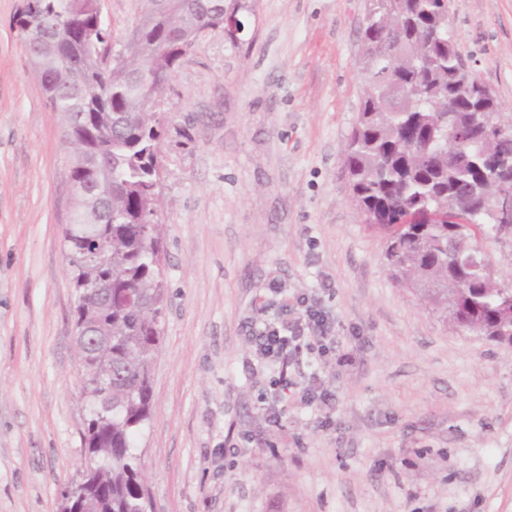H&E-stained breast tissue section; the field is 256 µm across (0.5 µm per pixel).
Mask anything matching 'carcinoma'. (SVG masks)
<instances>
[{
    "label": "carcinoma",
    "instance_id": "carcinoma-1",
    "mask_svg": "<svg viewBox=\"0 0 512 512\" xmlns=\"http://www.w3.org/2000/svg\"><path fill=\"white\" fill-rule=\"evenodd\" d=\"M141 2L140 39L122 64H102L110 46L101 27L79 61L61 59L44 76L54 85L49 104L65 126L100 132L83 159L84 177L106 159L112 180L106 214L95 222L76 201L64 236L72 253L96 251L102 241L108 248L106 262L71 268L76 325L112 335V409L90 388L83 431L81 481L94 512H144L147 492L130 444L150 412V372L161 342L165 284L142 222L159 207L152 189L159 118L146 100L159 99L166 83L145 85L142 72L172 76L197 22L246 11L245 0H193L194 13L181 9L184 0L164 13L157 0ZM56 13L86 25L95 0H29L17 18L26 46L40 44L41 18ZM361 64L367 84L343 150L352 204L385 240V260L401 287L420 292L451 327L467 323L511 347L512 279L498 274L480 241L508 237L481 209L512 187V114L497 112L492 94L460 89L459 78L474 75L448 35V0H367ZM108 273L112 303L83 297V282Z\"/></svg>",
    "mask_w": 512,
    "mask_h": 512
}]
</instances>
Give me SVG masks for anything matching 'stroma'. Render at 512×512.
Listing matches in <instances>:
<instances>
[{"mask_svg":"<svg viewBox=\"0 0 512 512\" xmlns=\"http://www.w3.org/2000/svg\"><path fill=\"white\" fill-rule=\"evenodd\" d=\"M252 3L240 41L203 34L163 95L166 305L131 448L154 512H512V347L397 285L350 201L365 0ZM22 6L0 0V512H61L89 406L63 246L74 198ZM140 11L105 0L113 54ZM448 27L512 113V0H448ZM301 293L321 298L335 350L262 359V321ZM305 386L332 401L302 402Z\"/></svg>","mask_w":512,"mask_h":512,"instance_id":"obj_1","label":"stroma"}]
</instances>
